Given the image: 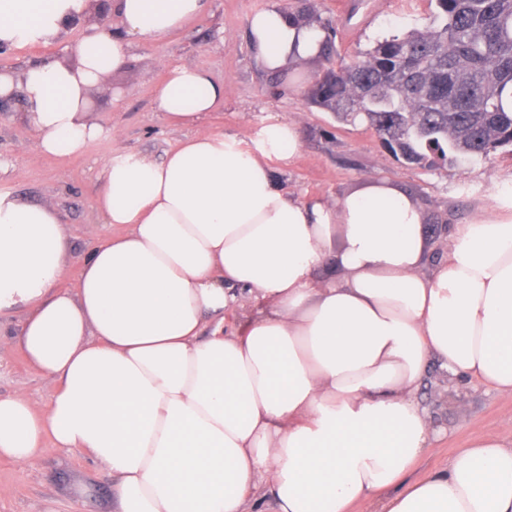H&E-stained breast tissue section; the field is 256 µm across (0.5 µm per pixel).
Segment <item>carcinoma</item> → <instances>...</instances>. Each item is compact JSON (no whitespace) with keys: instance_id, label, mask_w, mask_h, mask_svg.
I'll list each match as a JSON object with an SVG mask.
<instances>
[{"instance_id":"obj_1","label":"carcinoma","mask_w":512,"mask_h":512,"mask_svg":"<svg viewBox=\"0 0 512 512\" xmlns=\"http://www.w3.org/2000/svg\"><path fill=\"white\" fill-rule=\"evenodd\" d=\"M433 23L327 67L310 104L361 124L399 160L434 167L512 146V0H434ZM289 16L325 31L310 4Z\"/></svg>"}]
</instances>
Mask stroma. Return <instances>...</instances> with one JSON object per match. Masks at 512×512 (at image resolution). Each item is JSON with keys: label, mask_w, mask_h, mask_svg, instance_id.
Returning <instances> with one entry per match:
<instances>
[{"label": "stroma", "mask_w": 512, "mask_h": 512, "mask_svg": "<svg viewBox=\"0 0 512 512\" xmlns=\"http://www.w3.org/2000/svg\"><path fill=\"white\" fill-rule=\"evenodd\" d=\"M318 16L335 30L334 65L351 62L378 40L427 28L432 0H311ZM202 15L182 30L158 40L138 41L121 67L88 94V116L105 130L100 139L59 157L40 152L36 133L15 111L0 112V192L25 203H53L68 231L62 285L76 288L90 248L123 233L120 225L101 223L97 198L104 160L127 153L162 159L185 138L222 132L243 135L272 117L296 122L300 156L276 167L279 186L292 197L335 200L373 182L385 181L422 206L426 220L445 225L428 235L433 255L453 245L450 227L492 215L512 195V149L503 147L487 159L421 168L397 160L372 129L336 120L308 103L307 90L321 71L305 62L278 76L262 68L251 47L249 20L276 6L294 10L296 0H205ZM83 26L68 29L49 43L0 48V71L20 72L52 58L76 61L74 47ZM192 61L224 84V105L187 126L165 118L154 88L169 67ZM54 385L27 362L14 343L0 344V397L31 396L47 411ZM418 398L429 410L439 437L411 473L422 478L446 468L449 459L480 436H512V395L477 381H459L433 371ZM112 512V479L90 457L67 451L35 457L21 465L0 459V512Z\"/></svg>", "instance_id": "obj_1"}]
</instances>
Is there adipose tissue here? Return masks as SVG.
<instances>
[{
	"label": "adipose tissue",
	"mask_w": 512,
	"mask_h": 512,
	"mask_svg": "<svg viewBox=\"0 0 512 512\" xmlns=\"http://www.w3.org/2000/svg\"><path fill=\"white\" fill-rule=\"evenodd\" d=\"M88 8L0 0V45L49 42ZM112 9L119 32L88 28L77 65L0 72V98L19 101L44 153L96 139L89 90L133 42L183 28L204 2ZM249 29L270 72L326 38L277 8ZM154 95L191 123L223 104L224 86L185 62ZM299 155L297 125L274 118L245 136L187 137L160 161H105L98 212L126 231L92 247L73 292L56 208L0 193V314L24 311L15 341L56 383L44 414L34 398H0V458L89 456L114 481L115 512L267 500L274 512H512V437H481L409 477L435 439L417 397L431 366L512 394V202L460 225L436 258L423 210L387 183L334 201L286 194L273 167Z\"/></svg>",
	"instance_id": "adipose-tissue-1"
}]
</instances>
